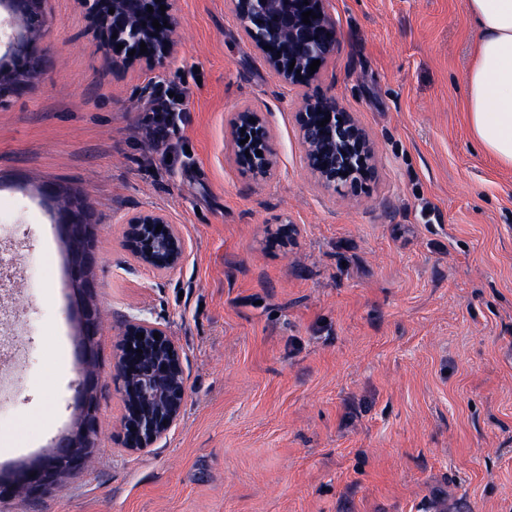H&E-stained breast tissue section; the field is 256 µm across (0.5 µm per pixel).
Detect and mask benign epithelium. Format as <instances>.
I'll return each mask as SVG.
<instances>
[{"label": "benign epithelium", "instance_id": "obj_1", "mask_svg": "<svg viewBox=\"0 0 512 512\" xmlns=\"http://www.w3.org/2000/svg\"><path fill=\"white\" fill-rule=\"evenodd\" d=\"M0 3L24 20L41 10L43 0H0ZM109 3L114 9L112 33L116 34L112 39V59L129 67L138 64L152 69L163 65L173 50L175 26L174 17L160 11V4L168 0H109ZM231 3L245 35L264 55L270 70L288 84L300 85L315 79L319 71H310L312 61H320L323 67L336 52V24L326 12L325 0H231ZM309 10L315 18L305 24L302 13ZM155 20L161 28L153 27ZM142 43L147 47L143 54L140 53ZM119 44L123 45L120 50ZM8 50L16 66L31 73L44 66L45 55L31 50L26 33L12 37ZM325 118L329 122L323 125L321 121ZM296 120L308 167L323 186L354 189L372 177L375 165L367 137L349 114L340 111L336 98L307 99ZM230 137L234 159L244 174L254 179L271 175L273 159L267 146L270 132L260 113L248 109L236 113L231 121ZM70 195L72 202L59 212V224L72 250L71 278L90 295L94 283L89 271L94 258L84 249V244L94 225L82 192L72 189ZM159 225L162 230L158 232ZM125 243L139 263L159 271L176 269L187 249L179 227L156 211L128 220ZM83 323L84 334L99 336V309L86 305ZM139 333L144 338H138ZM119 336L115 377L120 381L125 404L120 436L125 448L140 451L164 437L180 418L186 397L182 355L167 328L145 318L126 319ZM77 356L83 367L76 392L79 413L75 429L57 440L52 454L25 473L18 487H0V496L16 492L31 497L44 494L62 475L59 463L67 462L70 468L78 469L95 448L100 429L95 406L101 387L95 372L99 353L97 347L82 341L77 345Z\"/></svg>", "mask_w": 512, "mask_h": 512}]
</instances>
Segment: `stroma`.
<instances>
[{"mask_svg": "<svg viewBox=\"0 0 512 512\" xmlns=\"http://www.w3.org/2000/svg\"><path fill=\"white\" fill-rule=\"evenodd\" d=\"M163 66L112 62L85 8L45 0L49 62L0 97V461L75 421L58 240L40 189L83 188L101 314L100 430L87 466L0 512H512V169L466 119L476 32L465 0H326L338 43L289 86L229 0H170ZM186 96L181 148L142 132L158 89ZM335 97L366 132L358 192L309 171L296 114ZM260 112L270 178L237 166L234 113ZM168 215L188 243L175 270L137 262L129 218ZM167 327L182 353L181 418L122 445L113 363L124 320Z\"/></svg>", "mask_w": 512, "mask_h": 512, "instance_id": "obj_1", "label": "stroma"}]
</instances>
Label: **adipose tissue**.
<instances>
[{
	"label": "adipose tissue",
	"mask_w": 512,
	"mask_h": 512,
	"mask_svg": "<svg viewBox=\"0 0 512 512\" xmlns=\"http://www.w3.org/2000/svg\"><path fill=\"white\" fill-rule=\"evenodd\" d=\"M478 40L464 75L475 140L512 168V0H466Z\"/></svg>",
	"instance_id": "ef3b65f1"
}]
</instances>
